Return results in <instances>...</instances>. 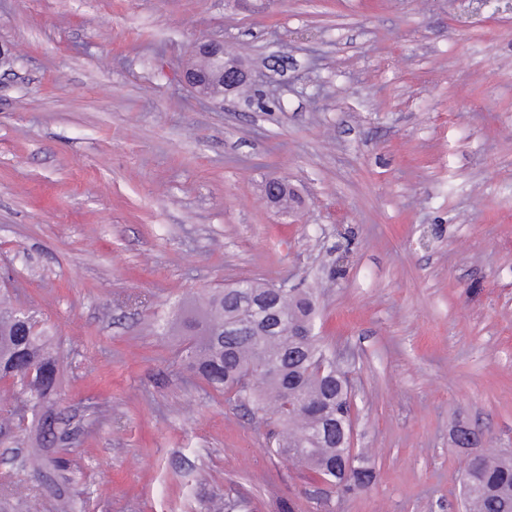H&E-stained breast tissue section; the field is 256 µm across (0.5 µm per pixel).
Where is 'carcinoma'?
<instances>
[{
	"label": "carcinoma",
	"instance_id": "1",
	"mask_svg": "<svg viewBox=\"0 0 512 512\" xmlns=\"http://www.w3.org/2000/svg\"><path fill=\"white\" fill-rule=\"evenodd\" d=\"M317 316L313 289L245 280L210 291L201 304L179 309L159 326L188 337L187 367L210 388L250 404L260 421L276 418L283 429L278 454L345 494L368 487L375 471L367 456L352 454L341 442L340 427L351 424V387L316 333ZM22 318L31 315L1 296L0 380L16 386L3 409L12 419L51 400L62 365L45 329L20 335ZM297 322L311 323V334L295 337L291 327ZM253 373L260 377L244 383ZM461 485L467 512H512V453L476 456Z\"/></svg>",
	"mask_w": 512,
	"mask_h": 512
}]
</instances>
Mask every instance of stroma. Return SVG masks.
I'll list each match as a JSON object with an SVG mask.
<instances>
[{"label": "stroma", "instance_id": "35a3bbf8", "mask_svg": "<svg viewBox=\"0 0 512 512\" xmlns=\"http://www.w3.org/2000/svg\"><path fill=\"white\" fill-rule=\"evenodd\" d=\"M203 37L246 61L250 97L183 86ZM0 44V294L61 344L73 512H464L455 429L512 450V14L0 0ZM241 279L317 288L369 488L336 496L277 455L274 421L190 381L157 328ZM33 425L0 419V512H56ZM293 194V189L288 182L282 179H268L263 185V199L271 207H279L284 196Z\"/></svg>", "mask_w": 512, "mask_h": 512}]
</instances>
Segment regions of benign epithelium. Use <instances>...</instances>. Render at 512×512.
I'll return each instance as SVG.
<instances>
[{"label":"benign epithelium","instance_id":"7a95c632","mask_svg":"<svg viewBox=\"0 0 512 512\" xmlns=\"http://www.w3.org/2000/svg\"><path fill=\"white\" fill-rule=\"evenodd\" d=\"M469 9L474 14L484 10H492L496 15L503 11L512 12V0H468ZM218 74L223 79L221 97L237 92L247 87L251 80L249 70L241 59L230 53L224 47V41L212 39L197 42L193 45L189 57L182 70V82L196 95L212 99L207 87V75ZM293 195V189L288 182L272 178L263 185V199L267 205L278 207L284 196ZM455 440L458 446L470 448L481 442V437L470 427L461 426L456 432Z\"/></svg>","mask_w":512,"mask_h":512}]
</instances>
